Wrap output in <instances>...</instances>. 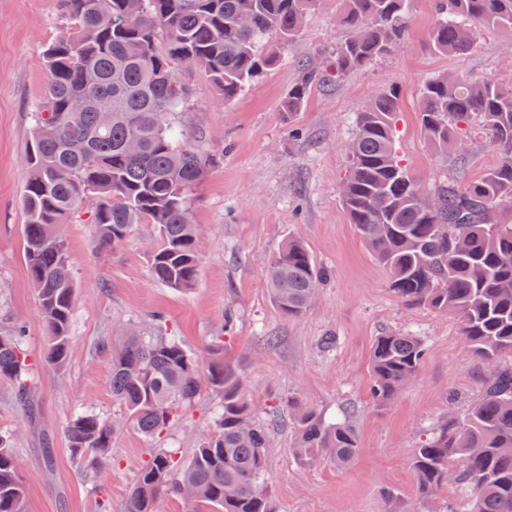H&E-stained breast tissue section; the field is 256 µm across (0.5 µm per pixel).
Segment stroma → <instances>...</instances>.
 <instances>
[{
    "instance_id": "1",
    "label": "stroma",
    "mask_w": 512,
    "mask_h": 512,
    "mask_svg": "<svg viewBox=\"0 0 512 512\" xmlns=\"http://www.w3.org/2000/svg\"><path fill=\"white\" fill-rule=\"evenodd\" d=\"M340 9L341 0H319L276 65L232 100L201 71L188 72L191 97L181 123L201 135L211 159L193 200V221L202 233L193 288L175 290L153 279L147 225L106 250L97 247L87 213L61 227L75 294L69 356L65 365L53 366L43 360L46 329L23 254V157L31 114L47 84L42 52L62 23L57 0H0V336L25 322L36 370L31 413L12 383L0 381V431L14 438L26 512H98L103 497L112 512H122L156 449L189 459L212 428L221 397L206 386L155 438L133 427L112 397L113 343L132 329L158 335L157 314L195 357L206 358L212 340L223 338L253 419L271 433L265 484L278 512H384L386 488L399 493L395 512H407L416 501L415 449L454 411L480 398L486 370L467 357L453 315L405 306L390 293L386 271L342 205L348 146L357 113L381 92L395 91L398 156L422 190L447 180L450 159L419 124L423 87L444 73L512 86V33L484 31L469 53L440 54L428 42L434 0H408L401 46L315 87L294 125H285L281 103L304 64H324L348 35L336 21ZM292 238L306 244L329 278L303 316L286 319L270 299L266 269ZM229 310L236 322L227 333ZM392 331L420 336L427 353L394 401L379 407L370 394L371 347L376 336ZM292 399L352 427L359 440L352 463L297 459ZM80 407L117 428L110 461L93 473L68 451L66 424Z\"/></svg>"
}]
</instances>
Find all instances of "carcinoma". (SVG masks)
<instances>
[{
  "label": "carcinoma",
  "mask_w": 512,
  "mask_h": 512,
  "mask_svg": "<svg viewBox=\"0 0 512 512\" xmlns=\"http://www.w3.org/2000/svg\"><path fill=\"white\" fill-rule=\"evenodd\" d=\"M316 0H58L65 29L42 57L47 85L32 114L23 190L27 221L24 256L47 333L45 361L68 357L74 279L56 234L83 203L94 200L90 223L97 246L120 245L139 225L151 226L149 256L155 280L176 290L192 287L201 263L192 197L209 159L197 135L181 128L191 90L185 68L195 65L232 100L267 66L260 44L274 35L286 46L298 35ZM407 0H343L338 23L348 37L323 67H306L282 112L291 118L311 90L398 47ZM429 35L439 53L464 54L475 28L512 32V0H436ZM396 93L382 92L359 113L349 145L343 204L389 288L407 306L451 313L466 353L489 367L482 396L445 422L416 449L411 462L419 496L452 484L465 495L463 512H512V224L498 218L512 203V88L440 75L423 89L419 120L452 162L468 161L467 131L481 127L497 163L476 181L436 185L426 204L395 147ZM327 272L305 244L288 241L267 271L271 301L285 318L309 308ZM23 326L0 336V379L31 408L34 368ZM202 369L170 333L158 341L125 336L112 353V397L134 427L160 435L191 404L202 383L223 396L213 430L193 455L156 450L141 470L124 512H156L158 499L178 496L191 512H277L261 488L267 427L251 422L238 371L224 361V340L209 347ZM426 346L410 333L377 337L371 351V396L392 402L420 369ZM303 462L328 457L349 464L358 452L354 430L325 423L293 406ZM69 451L95 467L112 453V423L91 411L68 422ZM26 491L13 436L0 433V512H25Z\"/></svg>",
  "instance_id": "cac0c4a2"
}]
</instances>
